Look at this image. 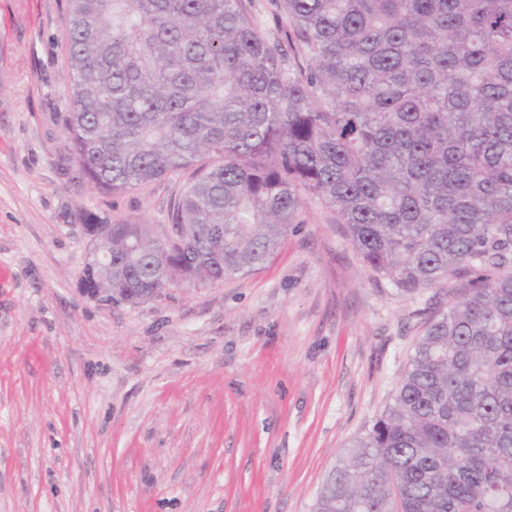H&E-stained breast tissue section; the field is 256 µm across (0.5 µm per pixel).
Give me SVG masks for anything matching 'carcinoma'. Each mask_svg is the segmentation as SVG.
Segmentation results:
<instances>
[{
    "label": "carcinoma",
    "mask_w": 512,
    "mask_h": 512,
    "mask_svg": "<svg viewBox=\"0 0 512 512\" xmlns=\"http://www.w3.org/2000/svg\"><path fill=\"white\" fill-rule=\"evenodd\" d=\"M70 0L63 148L100 192L187 177L82 270L138 305L262 269L309 202L425 318L313 512H512V0Z\"/></svg>",
    "instance_id": "carcinoma-1"
}]
</instances>
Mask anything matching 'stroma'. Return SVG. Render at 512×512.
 Returning a JSON list of instances; mask_svg holds the SVG:
<instances>
[{
	"label": "stroma",
	"instance_id": "35a3bbf8",
	"mask_svg": "<svg viewBox=\"0 0 512 512\" xmlns=\"http://www.w3.org/2000/svg\"><path fill=\"white\" fill-rule=\"evenodd\" d=\"M68 0H0V512H311L392 405L425 296L308 205L273 259L106 307L84 212L162 237L183 179L102 194L66 160Z\"/></svg>",
	"mask_w": 512,
	"mask_h": 512
}]
</instances>
